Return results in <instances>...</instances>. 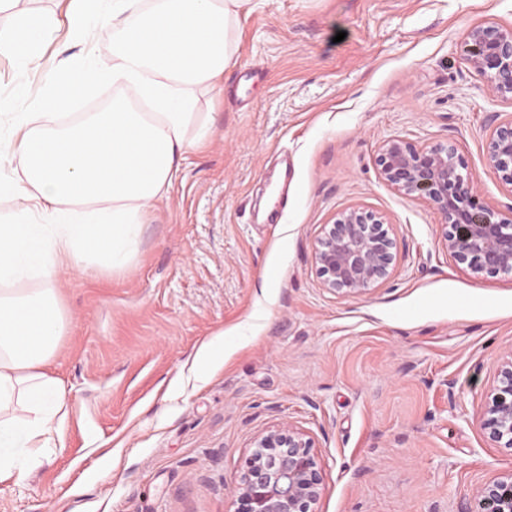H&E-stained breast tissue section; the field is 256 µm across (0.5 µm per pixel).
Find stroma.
<instances>
[{
  "label": "stroma",
  "mask_w": 512,
  "mask_h": 512,
  "mask_svg": "<svg viewBox=\"0 0 512 512\" xmlns=\"http://www.w3.org/2000/svg\"><path fill=\"white\" fill-rule=\"evenodd\" d=\"M512 26V0H247L237 64L197 95L212 130L142 225L119 272L59 277L67 326L47 372L63 445L0 512H234L258 439L313 442L317 512H469L512 472L480 422L512 354V273L474 275L438 245L441 218L379 178L381 143L456 144L490 206L492 115L512 117L465 61L463 37ZM343 41H336L338 32ZM112 59V28H59L26 81ZM375 213L390 277L358 297L323 287L313 245L346 209ZM224 354L193 368L199 346Z\"/></svg>",
  "instance_id": "stroma-1"
}]
</instances>
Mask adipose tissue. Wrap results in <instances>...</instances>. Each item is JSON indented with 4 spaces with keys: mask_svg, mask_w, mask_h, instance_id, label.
Segmentation results:
<instances>
[{
    "mask_svg": "<svg viewBox=\"0 0 512 512\" xmlns=\"http://www.w3.org/2000/svg\"><path fill=\"white\" fill-rule=\"evenodd\" d=\"M244 0H73L69 37L86 41L112 25V60L93 54L69 64L74 96L105 83L120 96L105 112L65 121L71 99L46 87L18 107L0 140V483L24 485L27 462L60 434L64 388L45 372L65 328L56 285L61 273L130 259L140 226L169 191L190 149L211 133L194 112L196 93L217 87L237 63ZM56 30L53 19L22 18L0 29V49L26 73ZM152 109L137 112L133 101Z\"/></svg>",
    "mask_w": 512,
    "mask_h": 512,
    "instance_id": "ef3b65f1",
    "label": "adipose tissue"
}]
</instances>
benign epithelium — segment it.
<instances>
[{"label": "benign epithelium", "instance_id": "7a95c632", "mask_svg": "<svg viewBox=\"0 0 512 512\" xmlns=\"http://www.w3.org/2000/svg\"><path fill=\"white\" fill-rule=\"evenodd\" d=\"M470 67L492 94L512 102V26L478 24L465 36ZM485 160L512 186V118L491 125ZM380 178L401 195L422 199L441 216L438 245L472 273L512 272V205L507 212L485 204L456 146L421 145L391 138L374 160ZM383 222L362 207L343 211L318 238L313 259L323 287L347 297L384 283L395 261ZM489 439L512 453V357L484 411ZM235 486V512H315L321 478L312 441L291 427L269 431L245 457ZM478 504L488 512H512V473L484 484Z\"/></svg>", "mask_w": 512, "mask_h": 512}]
</instances>
